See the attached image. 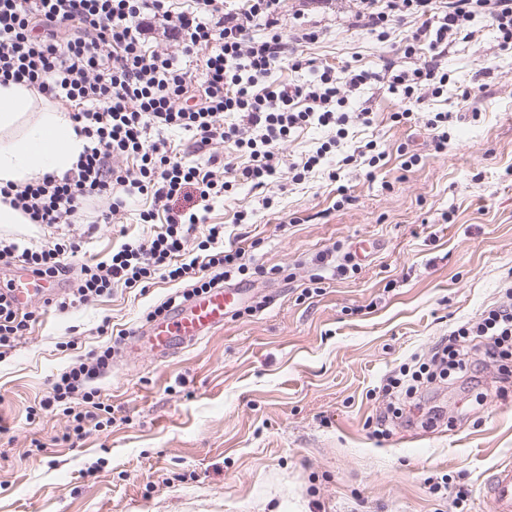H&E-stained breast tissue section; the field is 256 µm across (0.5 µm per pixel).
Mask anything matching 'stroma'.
Here are the masks:
<instances>
[{
  "instance_id": "obj_1",
  "label": "stroma",
  "mask_w": 512,
  "mask_h": 512,
  "mask_svg": "<svg viewBox=\"0 0 512 512\" xmlns=\"http://www.w3.org/2000/svg\"><path fill=\"white\" fill-rule=\"evenodd\" d=\"M354 10L355 0L281 8L287 23L319 25L308 52L336 73L401 59L407 26L381 38L351 26ZM470 29L473 41L448 51L442 95L411 119L396 120L400 102L375 94L372 126L355 128L333 158L339 180L239 183L214 201L210 223L239 237L247 264L280 269L275 280L250 278L270 304L163 361L115 353L96 385L116 422L78 448L55 441L69 424L61 411L29 414L70 361L60 343L101 344L93 330L106 317L117 331L140 327L179 286H118L68 314L40 316L0 361V512H491L485 479L512 460V386L499 383L496 365L478 390H433L440 419L373 433L388 376L428 357L456 324L512 302V50L499 49L488 11ZM478 78L483 96L460 105ZM446 111L450 139L438 152L426 123ZM371 139L380 159L370 171L351 154ZM413 154L416 165L404 168ZM104 207L91 203L66 229L77 236L96 223L89 255L150 235L141 219L150 196L100 225ZM240 211L249 223H236ZM361 238L377 249L352 277L317 265ZM317 273L322 293L302 298ZM35 439L43 451L32 450ZM461 488L468 497L453 506Z\"/></svg>"
}]
</instances>
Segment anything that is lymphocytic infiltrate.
I'll list each match as a JSON object with an SVG mask.
<instances>
[{
	"mask_svg": "<svg viewBox=\"0 0 512 512\" xmlns=\"http://www.w3.org/2000/svg\"><path fill=\"white\" fill-rule=\"evenodd\" d=\"M282 0H0V85L36 89L45 99L73 107L75 129L87 144L76 164L61 175L49 173L23 185L0 187V200L40 227L73 223L86 205L106 200L102 223H110L136 196L151 193L166 210V221L146 238L122 244L111 258H81L75 238L56 237L21 244L0 237V265L21 264L34 276L70 283L54 299L65 313L110 296L116 286L149 288L155 279L184 284V296L215 287L228 275L245 272V252L224 242V227L208 221L215 198L229 180L263 187L281 172L299 182L323 166L349 125L373 123L370 108H356L362 89L377 87L404 108L439 97L448 82L443 61L472 17L489 10L500 50L512 49V0H358L353 27L389 35L405 19L416 20L405 37L404 57L416 58L406 69L384 61L361 68L342 82L334 70L299 53L316 43L317 26L286 32ZM174 42L176 53L149 49L154 29ZM304 70L302 84L270 80L277 63ZM234 112L239 122L223 124ZM332 127L335 138L321 143L305 161L282 168L278 148L291 131ZM190 133L196 149L212 141L235 140L247 160L216 171L173 155L164 133ZM133 155L135 166H119L115 157ZM207 234L201 253L186 257L198 228ZM35 311L18 308L9 289H0V357L24 340ZM111 343L77 355L50 382L40 411H63L71 419L62 443L79 447L88 432L111 426L112 407L94 386L112 364ZM480 358H472L473 349ZM498 366L499 379L512 382V304L486 309L477 322L457 325L435 344L428 361L409 378H392L385 394L417 392L435 381L477 385L487 364Z\"/></svg>",
	"mask_w": 512,
	"mask_h": 512,
	"instance_id": "1",
	"label": "lymphocytic infiltrate"
}]
</instances>
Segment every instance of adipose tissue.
Listing matches in <instances>:
<instances>
[{
    "mask_svg": "<svg viewBox=\"0 0 512 512\" xmlns=\"http://www.w3.org/2000/svg\"><path fill=\"white\" fill-rule=\"evenodd\" d=\"M85 143L76 136L69 112L44 103L27 88L0 87V186L66 172Z\"/></svg>",
    "mask_w": 512,
    "mask_h": 512,
    "instance_id": "ef3b65f1",
    "label": "adipose tissue"
}]
</instances>
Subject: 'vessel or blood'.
Segmentation results:
<instances>
[{"instance_id": "obj_1", "label": "vessel or blood", "mask_w": 512, "mask_h": 512, "mask_svg": "<svg viewBox=\"0 0 512 512\" xmlns=\"http://www.w3.org/2000/svg\"><path fill=\"white\" fill-rule=\"evenodd\" d=\"M243 295V289L236 287L212 289L205 296L171 308L165 319L136 330L128 346L148 349L160 359L170 357L223 327ZM485 493L491 512H512V464L495 470L485 484Z\"/></svg>"}]
</instances>
